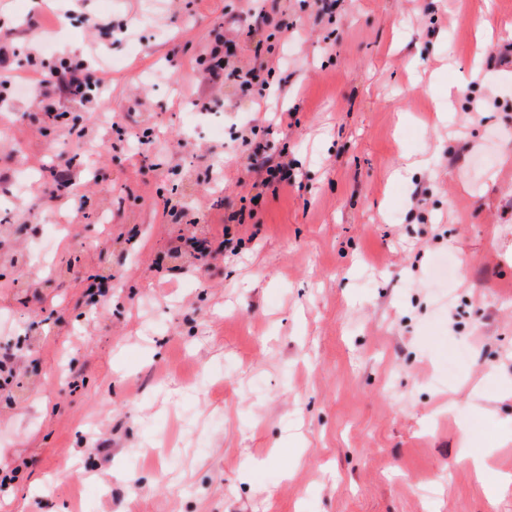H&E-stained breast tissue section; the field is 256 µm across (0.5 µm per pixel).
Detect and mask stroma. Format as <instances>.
<instances>
[{
  "label": "stroma",
  "instance_id": "1",
  "mask_svg": "<svg viewBox=\"0 0 512 512\" xmlns=\"http://www.w3.org/2000/svg\"><path fill=\"white\" fill-rule=\"evenodd\" d=\"M328 2L257 0L298 26L239 36L231 65L272 72L254 102L202 81L245 0H0V74L41 64L54 23L106 89L54 123L0 92V193L35 170L0 206V348L22 357L0 512H512V71L476 62L472 25L488 6L507 36L512 0ZM254 142L297 181L230 255ZM88 145L84 211L52 206L58 156ZM179 236L211 255H170ZM245 224L244 212L241 208L239 211H232L227 215L224 214V227H222V240L221 245H224V251L232 252L238 241L241 240L239 237L240 226ZM462 458L473 469L476 477L479 480L484 481L483 485L486 488L489 496L495 497L501 489V484L489 481V474L485 465L484 457L480 454L471 452L468 448H465Z\"/></svg>",
  "mask_w": 512,
  "mask_h": 512
}]
</instances>
